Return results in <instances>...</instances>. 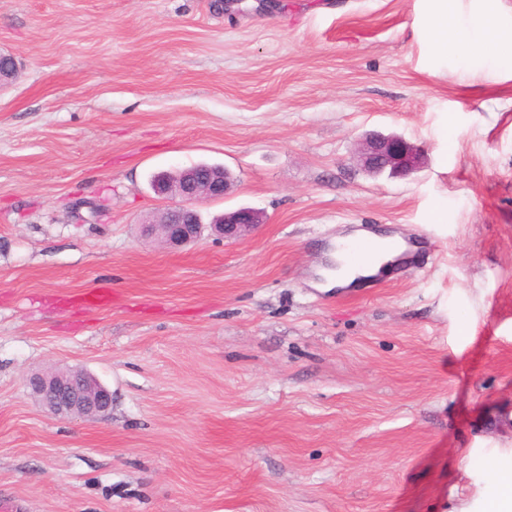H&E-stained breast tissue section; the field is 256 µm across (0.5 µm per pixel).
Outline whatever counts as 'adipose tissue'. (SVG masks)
Returning <instances> with one entry per match:
<instances>
[{
	"label": "adipose tissue",
	"instance_id": "ef3b65f1",
	"mask_svg": "<svg viewBox=\"0 0 512 512\" xmlns=\"http://www.w3.org/2000/svg\"><path fill=\"white\" fill-rule=\"evenodd\" d=\"M426 42L433 51L461 49L466 54L492 57L512 66V44L505 43L495 23L489 19L469 21L459 12L449 9L448 0H437L426 31ZM369 238L373 243L381 245V253L357 268L339 265L332 269H321L323 288L358 287L360 279L380 275L383 267L396 259V252L386 248L389 236L373 232Z\"/></svg>",
	"mask_w": 512,
	"mask_h": 512
}]
</instances>
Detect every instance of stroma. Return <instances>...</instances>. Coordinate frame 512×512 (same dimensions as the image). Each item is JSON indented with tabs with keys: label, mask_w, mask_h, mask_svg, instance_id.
<instances>
[{
	"label": "stroma",
	"mask_w": 512,
	"mask_h": 512,
	"mask_svg": "<svg viewBox=\"0 0 512 512\" xmlns=\"http://www.w3.org/2000/svg\"><path fill=\"white\" fill-rule=\"evenodd\" d=\"M432 0H0V506L483 512L512 466V71L428 49ZM425 163L372 175L368 134ZM229 169L184 248L158 172ZM420 240L316 288L337 236ZM82 369L110 414L29 394ZM263 224L262 214L252 208H239L224 214L217 224H212L218 238L233 241L247 236L252 230Z\"/></svg>",
	"instance_id": "35a3bbf8"
}]
</instances>
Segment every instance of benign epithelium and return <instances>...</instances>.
I'll list each match as a JSON object with an SVG mask.
<instances>
[{
  "label": "benign epithelium",
  "instance_id": "7a95c632",
  "mask_svg": "<svg viewBox=\"0 0 512 512\" xmlns=\"http://www.w3.org/2000/svg\"><path fill=\"white\" fill-rule=\"evenodd\" d=\"M356 162L373 175L398 176L421 167L423 156L418 148L400 136L373 134L363 140ZM232 185L230 173L220 165H194L177 174L159 173L153 191L175 201L163 213L160 222L143 225L146 235L160 237L172 246L195 242L202 224L194 204L202 199H222ZM263 223L262 214L252 208H239L225 214L212 225L218 238L233 241L247 236ZM33 398L61 417L102 418L112 409V391L83 370L35 371L27 377Z\"/></svg>",
  "mask_w": 512,
  "mask_h": 512
}]
</instances>
